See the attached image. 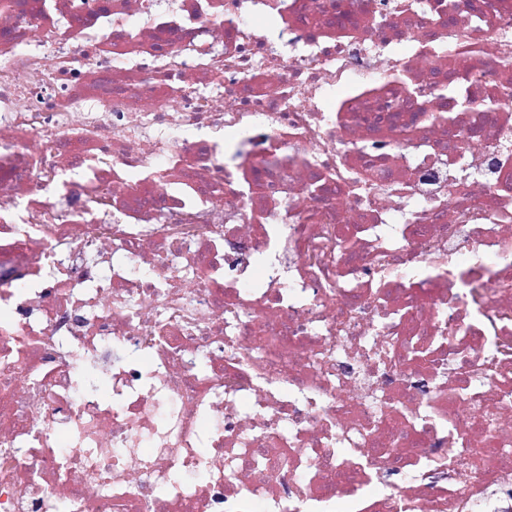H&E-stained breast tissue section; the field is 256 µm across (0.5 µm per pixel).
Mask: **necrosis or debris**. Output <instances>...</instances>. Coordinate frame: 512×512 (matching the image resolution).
<instances>
[{
    "label": "necrosis or debris",
    "instance_id": "4bbe7bcc",
    "mask_svg": "<svg viewBox=\"0 0 512 512\" xmlns=\"http://www.w3.org/2000/svg\"><path fill=\"white\" fill-rule=\"evenodd\" d=\"M0 309V512H512V0H0ZM80 386L84 391L100 397L112 395L108 379L92 364H87L83 367L80 374Z\"/></svg>",
    "mask_w": 512,
    "mask_h": 512
}]
</instances>
